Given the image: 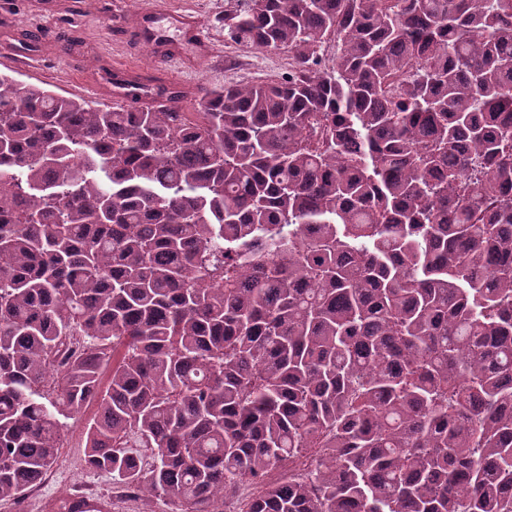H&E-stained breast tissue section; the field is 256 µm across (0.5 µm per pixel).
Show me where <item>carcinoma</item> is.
I'll return each instance as SVG.
<instances>
[{
	"label": "carcinoma",
	"instance_id": "carcinoma-1",
	"mask_svg": "<svg viewBox=\"0 0 512 512\" xmlns=\"http://www.w3.org/2000/svg\"><path fill=\"white\" fill-rule=\"evenodd\" d=\"M195 112L0 73V500L512 512V0H246ZM150 449L147 465L133 452ZM96 411L95 406L65 420L64 436L58 457L47 472L53 479L42 485L39 500H32L25 493L21 504L0 500V512H49L44 508L51 500H61L71 494L105 496L113 500L89 499L76 495L66 499L67 510L78 512H172V506L162 499H145L118 488L112 475L104 471L88 470L83 461V432L88 420ZM258 490L259 487L255 484H242L233 498H227L216 505L217 512H239L243 504L256 495Z\"/></svg>",
	"mask_w": 512,
	"mask_h": 512
}]
</instances>
